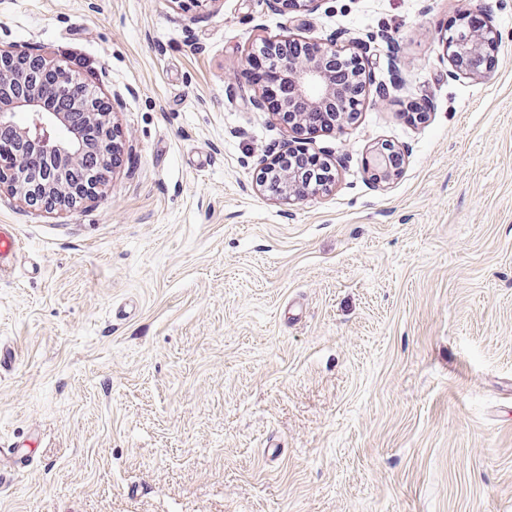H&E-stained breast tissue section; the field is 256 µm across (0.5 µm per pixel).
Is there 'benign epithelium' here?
<instances>
[{
    "instance_id": "benign-epithelium-1",
    "label": "benign epithelium",
    "mask_w": 512,
    "mask_h": 512,
    "mask_svg": "<svg viewBox=\"0 0 512 512\" xmlns=\"http://www.w3.org/2000/svg\"><path fill=\"white\" fill-rule=\"evenodd\" d=\"M500 40L499 32L487 24L448 34L444 46L453 72L473 79L486 77V58L497 49ZM260 44L275 56L280 71L286 75L284 107L278 120L295 134H308L309 117L316 112L328 113L329 129H342L355 122L357 112L350 109L346 98L355 94L357 85L366 83V69L357 64L349 85L343 89L336 84V72L328 65L330 58L348 56L346 49L333 42L321 43L312 51L309 43L295 38L263 39ZM25 61L18 53L0 49V127L12 128L15 142L13 153L0 157V196H10L34 210L67 209L98 195L107 184L108 175H93L81 182L68 179L69 169L79 164L91 143L77 132L63 139V131L72 129L67 113L52 111L45 105L42 71L55 63L44 58L41 68L32 69ZM72 104L85 111L88 126L83 131L93 127L104 141L115 137L111 112L101 99H90L79 90ZM296 154L307 155L309 151L288 150L263 165L264 172L280 184L279 196L296 200L326 190L327 185L312 184L281 164L285 157ZM395 156L399 158L401 154L388 145L374 150L367 164L375 181L389 183L400 175L401 165L394 163Z\"/></svg>"
}]
</instances>
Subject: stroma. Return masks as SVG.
Wrapping results in <instances>:
<instances>
[{
	"label": "stroma",
	"mask_w": 512,
	"mask_h": 512,
	"mask_svg": "<svg viewBox=\"0 0 512 512\" xmlns=\"http://www.w3.org/2000/svg\"><path fill=\"white\" fill-rule=\"evenodd\" d=\"M463 9L502 35L481 80L440 42ZM270 35L371 70L293 204L257 183L295 141L244 75ZM30 47L119 161L71 209L0 198V512H512V0H0ZM77 94H75L72 98V104L76 109L85 110V122L82 126V133H86L90 130V128L85 127V124L88 122L89 126L96 128L100 133V138L104 141H109L112 139V155L114 151V137H115V127L111 124V112L105 106V103L98 96L96 99L87 98L81 89L76 88ZM110 142V141H109ZM393 156L402 161L401 154L392 150L391 146L381 145L374 150L370 159L367 160V164L375 181L390 183L400 175L401 163L396 165ZM19 247L18 239L9 224L0 225V270L8 268L15 260Z\"/></svg>",
	"instance_id": "35a3bbf8"
}]
</instances>
